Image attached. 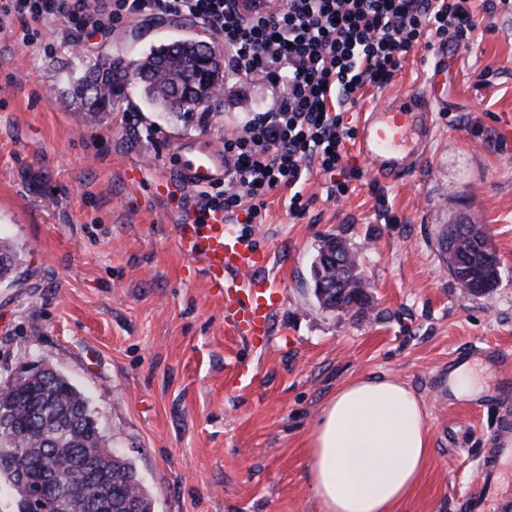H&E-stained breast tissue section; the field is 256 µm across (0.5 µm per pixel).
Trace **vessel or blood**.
Masks as SVG:
<instances>
[{
	"label": "vessel or blood",
	"mask_w": 512,
	"mask_h": 512,
	"mask_svg": "<svg viewBox=\"0 0 512 512\" xmlns=\"http://www.w3.org/2000/svg\"><path fill=\"white\" fill-rule=\"evenodd\" d=\"M433 112L430 97L418 93L367 111L357 148L379 178H402L414 166L429 140ZM178 170L196 186L224 177L221 163L211 152L179 161ZM174 242L183 256L199 260L207 287L223 297L225 327L237 335L267 341L270 318L281 304L282 294L259 277L264 258L239 240L234 220L215 212L201 222L192 218L182 221L176 226ZM490 441L492 448L478 473L480 488L465 499L464 512H512V493L493 500L488 497L498 483L500 460L512 461V425L503 424Z\"/></svg>",
	"instance_id": "vessel-or-blood-1"
}]
</instances>
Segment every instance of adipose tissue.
Here are the masks:
<instances>
[{
    "instance_id": "1",
    "label": "adipose tissue",
    "mask_w": 512,
    "mask_h": 512,
    "mask_svg": "<svg viewBox=\"0 0 512 512\" xmlns=\"http://www.w3.org/2000/svg\"><path fill=\"white\" fill-rule=\"evenodd\" d=\"M431 458L420 398L387 377L340 388L310 438L308 480L323 512H396Z\"/></svg>"
}]
</instances>
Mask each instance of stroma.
<instances>
[{
    "instance_id": "obj_1",
    "label": "stroma",
    "mask_w": 512,
    "mask_h": 512,
    "mask_svg": "<svg viewBox=\"0 0 512 512\" xmlns=\"http://www.w3.org/2000/svg\"><path fill=\"white\" fill-rule=\"evenodd\" d=\"M493 24L469 47L408 55L345 113L356 129L405 92L431 95L433 131L406 176L378 180L348 140L340 171L310 175L303 219L277 190L264 223L238 225L283 295L259 348L225 328L223 299L174 245L198 193L175 159L223 153L245 113L271 105L270 85L225 81L203 120L150 111L136 92L93 119L69 93L89 64L209 33L192 18H142L76 52L0 30V238L22 260L0 283V385L32 361L67 377L154 512H321L308 481L316 420L347 382L390 377L423 401L432 448L399 512H463L490 434L512 420V375L475 354L512 355V14ZM337 182L346 193L328 197ZM462 220L483 226L500 259L498 286L482 296L463 291L440 250V231ZM331 234L359 255L370 316L313 297L310 266ZM460 354L481 372L478 393L452 388ZM241 370L253 377L245 389L234 385Z\"/></svg>"
}]
</instances>
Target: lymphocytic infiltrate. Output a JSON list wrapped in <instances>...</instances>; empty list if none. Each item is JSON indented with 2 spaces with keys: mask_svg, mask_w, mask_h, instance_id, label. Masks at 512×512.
Segmentation results:
<instances>
[{
  "mask_svg": "<svg viewBox=\"0 0 512 512\" xmlns=\"http://www.w3.org/2000/svg\"><path fill=\"white\" fill-rule=\"evenodd\" d=\"M134 18L200 20L224 47V72L262 80L272 106L224 138L223 183L202 190L196 217L220 211L260 224L272 191L288 190L302 218L312 170L342 166L343 121L362 89L388 84L419 47H468L478 27L472 0H0V30L19 25L34 44L51 32L81 46L87 32L121 34Z\"/></svg>",
  "mask_w": 512,
  "mask_h": 512,
  "instance_id": "lymphocytic-infiltrate-1",
  "label": "lymphocytic infiltrate"
}]
</instances>
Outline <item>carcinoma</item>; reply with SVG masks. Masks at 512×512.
Instances as JSON below:
<instances>
[{"instance_id": "1", "label": "carcinoma", "mask_w": 512, "mask_h": 512, "mask_svg": "<svg viewBox=\"0 0 512 512\" xmlns=\"http://www.w3.org/2000/svg\"><path fill=\"white\" fill-rule=\"evenodd\" d=\"M203 53L191 41L170 50L159 47L139 62L129 65L121 59L98 61L72 85L71 95L89 113L112 110L120 96L117 78L134 73L144 76V99L153 108L185 116L197 106L177 91V84L192 77L201 66ZM442 253L457 281L470 285L471 294H487L498 284L499 268L478 224H451L439 234ZM20 266L14 246L0 240V283L10 280ZM330 272L337 279L336 301L319 302L323 309L351 317L365 313L371 305L370 295L358 287L362 283L359 262L348 255V275L327 270L322 255L311 265V274ZM0 476H5L18 498V512H30V499L49 471L69 476L87 448L95 449V475L82 487L91 499L98 485L108 486L112 502L134 500L136 512H153V501L144 489L130 461L107 445L88 408L83 394L65 376L50 369L0 393ZM69 482L61 485L58 498L49 512H73Z\"/></svg>"}]
</instances>
